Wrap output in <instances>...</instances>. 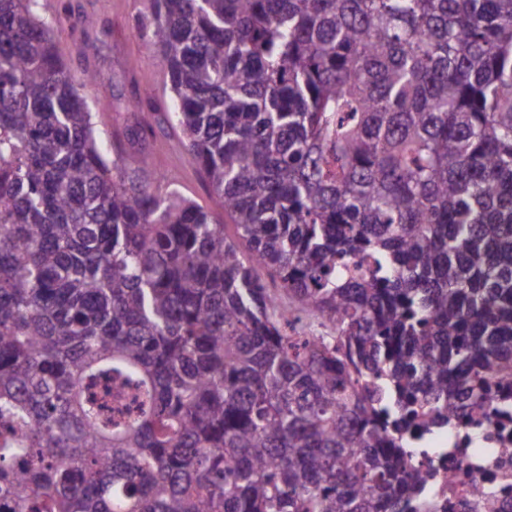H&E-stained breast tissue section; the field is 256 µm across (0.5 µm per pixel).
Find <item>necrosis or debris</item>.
<instances>
[{
    "mask_svg": "<svg viewBox=\"0 0 512 512\" xmlns=\"http://www.w3.org/2000/svg\"><path fill=\"white\" fill-rule=\"evenodd\" d=\"M415 454L434 503H463L468 512H512V413L490 420L479 414L468 427L432 431Z\"/></svg>",
    "mask_w": 512,
    "mask_h": 512,
    "instance_id": "obj_1",
    "label": "necrosis or debris"
}]
</instances>
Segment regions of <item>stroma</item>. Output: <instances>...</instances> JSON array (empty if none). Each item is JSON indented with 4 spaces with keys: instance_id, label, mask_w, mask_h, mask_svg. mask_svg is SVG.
<instances>
[{
    "instance_id": "obj_1",
    "label": "stroma",
    "mask_w": 512,
    "mask_h": 512,
    "mask_svg": "<svg viewBox=\"0 0 512 512\" xmlns=\"http://www.w3.org/2000/svg\"><path fill=\"white\" fill-rule=\"evenodd\" d=\"M150 10L149 0H41L40 14L53 22V34L71 78L84 81L98 73L86 95L97 110L100 138L111 157L126 155L132 147L122 136L133 119L128 102L152 96L156 102L171 96L167 73L145 50L138 19ZM150 169L174 175L178 190L204 208L220 207L194 160L179 145V133L155 126L142 147Z\"/></svg>"
}]
</instances>
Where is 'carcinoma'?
I'll return each mask as SVG.
<instances>
[{"label":"carcinoma","mask_w":512,"mask_h":512,"mask_svg":"<svg viewBox=\"0 0 512 512\" xmlns=\"http://www.w3.org/2000/svg\"><path fill=\"white\" fill-rule=\"evenodd\" d=\"M38 7L0 0V500L438 512L419 416L512 379V0H151L235 238L107 158Z\"/></svg>","instance_id":"cac0c4a2"}]
</instances>
